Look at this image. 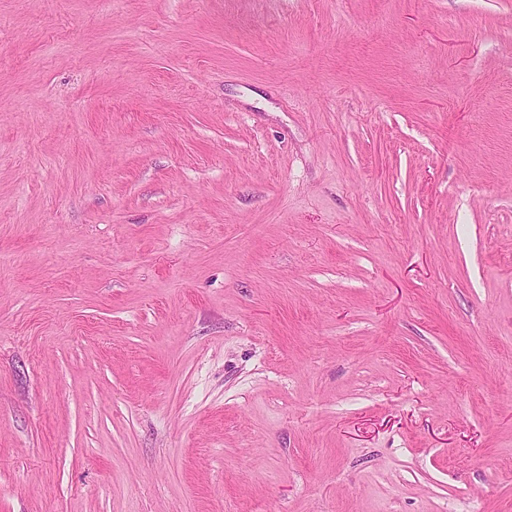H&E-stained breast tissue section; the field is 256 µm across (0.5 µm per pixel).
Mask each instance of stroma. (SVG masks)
Returning <instances> with one entry per match:
<instances>
[{"label": "stroma", "instance_id": "35a3bbf8", "mask_svg": "<svg viewBox=\"0 0 512 512\" xmlns=\"http://www.w3.org/2000/svg\"><path fill=\"white\" fill-rule=\"evenodd\" d=\"M0 512H512V0H0Z\"/></svg>", "mask_w": 512, "mask_h": 512}]
</instances>
